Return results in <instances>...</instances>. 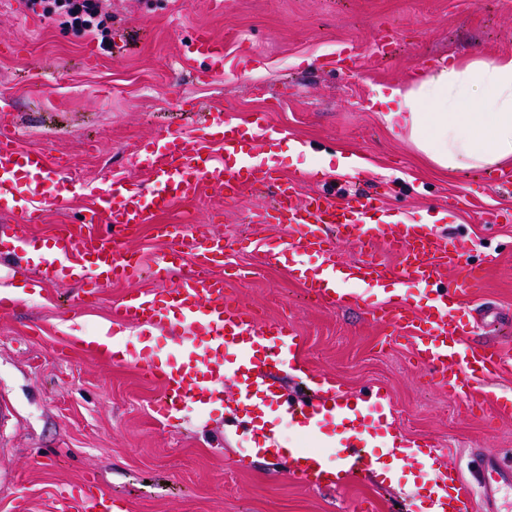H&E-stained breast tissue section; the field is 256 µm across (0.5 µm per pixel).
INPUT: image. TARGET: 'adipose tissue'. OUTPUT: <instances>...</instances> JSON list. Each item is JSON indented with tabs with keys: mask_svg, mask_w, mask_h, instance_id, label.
I'll list each match as a JSON object with an SVG mask.
<instances>
[{
	"mask_svg": "<svg viewBox=\"0 0 512 512\" xmlns=\"http://www.w3.org/2000/svg\"><path fill=\"white\" fill-rule=\"evenodd\" d=\"M372 103L439 169L512 163V57L453 60L420 81L379 87Z\"/></svg>",
	"mask_w": 512,
	"mask_h": 512,
	"instance_id": "1",
	"label": "adipose tissue"
}]
</instances>
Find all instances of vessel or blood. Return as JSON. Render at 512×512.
<instances>
[{
    "label": "vessel or blood",
    "instance_id": "b4317fda",
    "mask_svg": "<svg viewBox=\"0 0 512 512\" xmlns=\"http://www.w3.org/2000/svg\"><path fill=\"white\" fill-rule=\"evenodd\" d=\"M182 56L188 62L204 61L201 78H223L224 43L207 30L196 29L183 40ZM208 127L218 152L170 132L144 145L141 157L147 182L109 181L83 216L87 224L111 225L112 237L68 228L58 231L51 246L53 258L35 272L33 287L74 278L96 291L113 281L136 277L141 260L122 252L120 236L176 202L203 196L208 187L219 188L225 198L233 199L245 188L268 186L276 194L271 207L256 216V223L284 224L293 231L290 243L265 251L268 263L287 265L310 296L333 305L354 299L341 289V282L375 290L377 296L371 303L375 322L408 330L413 354L450 399L477 405L498 402L488 382L505 366L506 357L501 344L466 342L478 320L488 313L460 312L464 298L482 278L481 269L461 243L439 235L434 225L414 224L389 213L380 196L370 192L315 191L298 198L293 182L284 179L277 167L246 163L253 145L246 132L225 123L223 110H209ZM67 171L66 164L50 161L45 151L23 149L13 136H0V203L21 210L23 221L14 226L12 234L18 248L30 245L24 224L40 219L32 200L61 201L73 193ZM338 230L362 247L360 259L346 262L340 258L332 237ZM163 236L167 249L156 262V273L167 281V288L127 295L113 319L121 329L173 321L202 346L201 352L164 367L147 357L135 358L141 375L162 386L163 395L152 407L157 419L171 421L190 404L203 408L223 402L227 422L254 442L259 454L284 462L311 488L341 486L361 472L380 468L378 451L370 443L389 441L394 420L388 392L380 387L347 392L334 380L318 376L309 399L285 397L275 383L266 381L264 371L279 364L304 373L293 327L259 320L225 293L224 277L217 271L223 239L179 228L164 230ZM380 249L397 257L395 269H387L378 259ZM306 255L316 257V264H302ZM446 270L453 274L448 284L442 281ZM396 283L424 287L432 295L417 305L405 293L388 298V286ZM228 381L236 386L237 396L225 397ZM270 408L281 422L314 438L321 436L326 425L341 422L343 434L333 453L335 462H328L331 453L324 448L282 447L263 418ZM388 452L398 462L414 461L428 472L427 484L411 494L419 512H470L476 502L483 512H501L504 498L512 492V463L501 454L476 452L465 472L443 461L438 450H423L420 443L408 439L390 443Z\"/></svg>",
    "mask_w": 512,
    "mask_h": 512
}]
</instances>
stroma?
<instances>
[{
	"instance_id": "stroma-1",
	"label": "stroma",
	"mask_w": 512,
	"mask_h": 512,
	"mask_svg": "<svg viewBox=\"0 0 512 512\" xmlns=\"http://www.w3.org/2000/svg\"><path fill=\"white\" fill-rule=\"evenodd\" d=\"M103 10L112 50L87 66L88 36L59 28L32 0H0V126L18 131L20 147L70 159L81 186L65 202L41 203L40 222L26 228L35 253L0 239V290L20 296L0 310V397L17 413L0 427V512H55L56 493L86 478L124 512H407L406 495L424 477L418 466L397 467L391 481L364 473L312 490L248 449L223 405L157 420L160 385L131 361L79 344L111 325L127 293L156 288L150 275L91 295L74 281L30 289L27 277L57 225L76 223L105 180L146 181L136 145L164 129L197 138L205 111L220 108L242 127L266 114L282 141L304 145L297 157L277 159L298 194L374 186L385 207L416 223L455 201L437 229L484 267L464 308L512 312V192L491 187L480 170L431 167L371 102L377 87L409 82L416 68L512 56V0H224L220 11L204 0H103ZM198 27L224 41L223 79L202 80L180 58L181 40ZM381 29L396 37L384 58L373 45ZM349 44L352 64L339 59ZM36 71L42 80L30 81ZM339 151L363 158L366 170L328 172L323 155ZM272 200L269 189L234 200L211 191L152 217L126 246L153 264L167 249L162 224L239 241L224 257L226 292L261 320L288 321L311 370L351 392L385 387L396 434L431 441L451 463L466 465L473 448L512 449V414L449 400L366 302L310 301L287 268L265 262L266 247L292 237L283 224L256 235L251 218ZM121 344L164 365L180 352L164 328H132Z\"/></svg>"
}]
</instances>
